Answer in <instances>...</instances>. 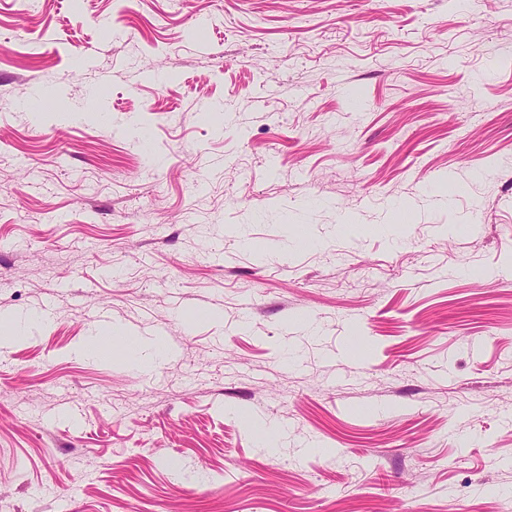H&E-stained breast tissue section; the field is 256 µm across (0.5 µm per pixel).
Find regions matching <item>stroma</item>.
<instances>
[{"instance_id": "obj_1", "label": "stroma", "mask_w": 512, "mask_h": 512, "mask_svg": "<svg viewBox=\"0 0 512 512\" xmlns=\"http://www.w3.org/2000/svg\"><path fill=\"white\" fill-rule=\"evenodd\" d=\"M0 154V512H512V0H0Z\"/></svg>"}]
</instances>
